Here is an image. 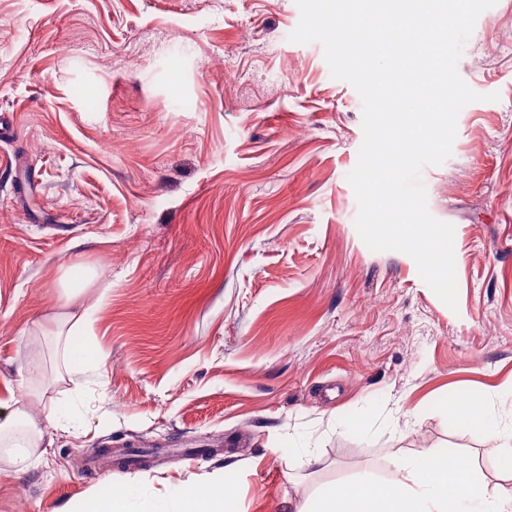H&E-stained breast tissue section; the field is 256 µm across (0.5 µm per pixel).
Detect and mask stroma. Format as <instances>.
<instances>
[{
  "mask_svg": "<svg viewBox=\"0 0 512 512\" xmlns=\"http://www.w3.org/2000/svg\"><path fill=\"white\" fill-rule=\"evenodd\" d=\"M299 20L295 0H0V389L70 409L41 457L0 444V512H84L124 482L151 512L221 475L241 512H294L386 476L391 448L512 490L446 411L485 396L512 423V0L478 17L458 72L483 99L421 172L454 227V310L361 239L362 101L289 41ZM75 264L109 269L83 374L52 334ZM110 448L153 462L91 473Z\"/></svg>",
  "mask_w": 512,
  "mask_h": 512,
  "instance_id": "35a3bbf8",
  "label": "stroma"
}]
</instances>
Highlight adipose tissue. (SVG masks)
I'll return each instance as SVG.
<instances>
[{
	"label": "adipose tissue",
	"mask_w": 512,
	"mask_h": 512,
	"mask_svg": "<svg viewBox=\"0 0 512 512\" xmlns=\"http://www.w3.org/2000/svg\"><path fill=\"white\" fill-rule=\"evenodd\" d=\"M84 292L76 288L67 294L72 311L56 317V336L73 373L86 371L95 351L86 342L76 340L97 311L99 300L84 301ZM39 392L26 389L11 396L14 420L0 425V439L20 433L21 452L44 445L45 435L32 406ZM449 414L465 428L491 436L498 448L501 468L512 473V425L500 426L488 398L471 397L449 406ZM153 512H240L234 488L224 480L181 482L166 497L160 498ZM295 512H512V494L491 485L471 462L454 466L446 457L424 450L397 461L380 479L366 478L354 483L333 482L323 486L312 500Z\"/></svg>",
	"instance_id": "1"
}]
</instances>
